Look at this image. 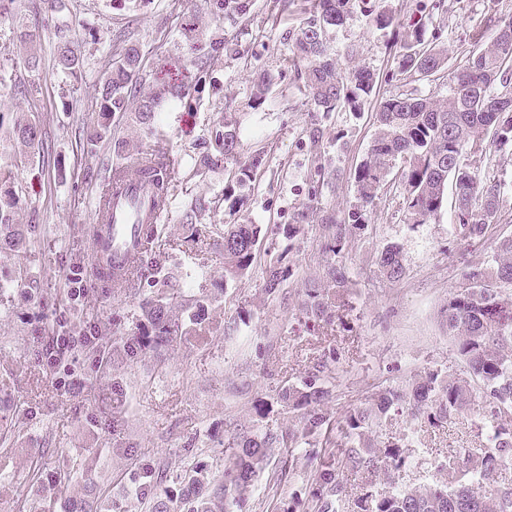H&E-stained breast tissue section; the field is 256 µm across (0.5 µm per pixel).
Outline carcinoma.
Segmentation results:
<instances>
[{
    "instance_id": "carcinoma-1",
    "label": "carcinoma",
    "mask_w": 512,
    "mask_h": 512,
    "mask_svg": "<svg viewBox=\"0 0 512 512\" xmlns=\"http://www.w3.org/2000/svg\"><path fill=\"white\" fill-rule=\"evenodd\" d=\"M216 18L239 19L249 13L251 0H208ZM350 0H317L314 14L292 36L294 55L304 65L303 93L315 112H332L347 106L358 112L374 89V74L358 68L349 75L338 74L336 62L325 42L329 27L343 24ZM65 0H50L41 24L61 31L68 27ZM15 37L23 46L20 65L27 72L39 69L41 56L36 34L26 24L16 26ZM185 38L195 54L194 70L185 73L164 65L148 70L144 55L131 32L115 38L112 62L95 84L94 98L100 120L87 141L94 146L107 140L113 154L122 160L141 162L145 182L153 193L152 208L166 214L172 197L174 163L164 151L166 135L156 114L179 103L188 102L194 93L211 81L210 62L202 53L197 29L186 30ZM478 31L474 49L462 68L449 74L448 97L443 99L390 96L380 101L375 117L377 131L366 156L354 172L361 202L350 215L348 225L325 217V230L340 243L362 226L363 212L391 181L401 176L406 202V217L411 224H423L440 212L447 184L454 185L456 224L450 234L460 240L484 236L488 227L501 219L500 189L480 176L488 160L487 147L512 148V16L499 21L489 42ZM55 70L75 76L83 60L69 43L59 42L53 53ZM447 50L424 44L418 28L407 33L398 55L401 74L430 76L445 67ZM151 90L141 96L137 106L131 99L146 83ZM15 97L34 98L38 85L15 77L11 84ZM131 113L132 123L157 140V147L144 151L140 142L112 134V115ZM9 135L24 148L43 143L37 123L22 115L11 120ZM241 141L231 125L218 121L211 140V151L201 163L224 162L237 165L242 181L262 163L256 153L239 163ZM16 198L11 189L0 190V248L27 249L29 239L16 227ZM259 224H231L224 228V287L246 275L255 261L254 247L261 234ZM376 263L390 281L406 274L401 247L388 243L378 253ZM285 280L283 269L273 264L266 271L265 288L272 293ZM349 280L345 272L329 266L326 282L304 292L303 311L308 321L318 326L328 323L337 308L346 302ZM174 295L162 291L142 301L136 317L137 333L123 338L120 355L130 362L148 352L160 353L181 335L205 341L216 331L197 313L189 322L168 314ZM445 322L466 376L442 377L429 372L412 385L411 394L382 389L375 393L371 406L344 416L332 425L324 411L334 378L336 351L279 395L283 406L300 411L294 441L310 447L317 464L310 477L306 498L296 502L294 512H512V486L494 487L497 469L512 462V238L498 245L494 264L482 258L470 261L458 289L448 298ZM409 402L426 415L429 425L437 426L464 411L478 406V427L484 441L477 448H458L448 455L440 469L441 482L401 488L390 486L381 492L366 491L346 499L344 472L359 471L374 476L398 472L406 462L405 450L427 447L424 430L413 428L395 441L374 443V429L388 419L392 408ZM281 447L279 436L271 431L239 435L232 439L233 452L225 459L224 479L211 483L207 474L193 466L186 470L181 504L153 498L151 512H232L246 498L252 481L267 459ZM164 472L147 468L138 493L147 496L164 484ZM215 485L213 495L207 494Z\"/></svg>"
}]
</instances>
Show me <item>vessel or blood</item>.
I'll return each mask as SVG.
<instances>
[{"instance_id":"1","label":"vessel or blood","mask_w":512,"mask_h":512,"mask_svg":"<svg viewBox=\"0 0 512 512\" xmlns=\"http://www.w3.org/2000/svg\"><path fill=\"white\" fill-rule=\"evenodd\" d=\"M146 203L144 186L134 179L118 196L112 197L107 218L97 219L92 265L98 273L99 288L111 289L113 276L124 274L142 254L141 211Z\"/></svg>"}]
</instances>
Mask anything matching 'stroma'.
Returning <instances> with one entry per match:
<instances>
[{"label": "stroma", "mask_w": 512, "mask_h": 512, "mask_svg": "<svg viewBox=\"0 0 512 512\" xmlns=\"http://www.w3.org/2000/svg\"><path fill=\"white\" fill-rule=\"evenodd\" d=\"M352 0L342 25L330 28L328 44L340 74L360 67L375 75V90L362 111L341 107L317 112L300 91L290 52V35L312 14L315 0H253L240 19L216 20L207 0H68L70 28L40 31L41 90L16 102L0 85V108L20 106L43 129L40 148L20 150L0 129V169L12 173L18 226L32 246L24 252L0 249V279L22 278L19 288L0 291V424L12 437L0 448V512H147L134 493L143 466L168 472L164 491L179 495L185 470L197 465L210 474L224 470V443L234 434L264 429L288 436L296 413L277 403L282 390L323 360L339 356L325 410L331 420L367 406L378 389L405 385L418 375L461 374L463 364L448 336L442 311L461 283L469 260H493L499 242L512 237V150L492 153L483 175L500 187L502 219L483 239L465 244L448 234L454 202L445 199L437 216L413 225L406 219L403 189L387 186L367 208L366 227L328 251L323 216L345 224L358 205L353 173L375 135V113L391 95L445 97L448 74L464 64L472 35L492 38L499 17L512 13V0ZM45 0H0V65L22 56L13 36L17 24H31ZM385 10L396 25H369ZM195 23L205 38L228 35L233 49L211 50L215 84L159 117L175 163V195L151 246L176 276L180 292L203 302V312L221 323L207 345L177 340L160 354L129 363L101 364L115 338L133 333L140 301L155 292L152 277L119 293L94 288L87 275L96 199L113 161L112 147L88 151L83 131L96 121L94 85L112 57L116 31H134L148 67L168 62L190 66L181 35ZM425 44L448 51L444 71L429 77L401 75L397 46L410 25ZM71 41L84 62L77 84H65L53 67V48ZM270 82L262 102L253 98L258 73ZM237 128L243 155L262 151L264 160L240 182L217 167L192 177L194 158L210 148L217 118ZM204 202L198 225L183 223L192 200ZM315 213L294 238L281 234L298 211ZM228 224H259L253 269L232 285L224 283L221 246ZM389 242L398 243L407 268L392 282L375 260ZM281 260L291 276L268 294L262 274ZM344 267L352 308L333 323L315 327L301 310L306 287L323 282L329 264ZM57 336H93L96 351L50 365ZM120 381L121 434L100 429V411ZM271 403L256 418V401ZM430 447L413 449V463L400 470L399 486L435 481L448 448H473L481 441L476 417L447 422L431 431ZM79 465L69 486L60 471ZM313 463L304 446L274 452L253 481L241 512H282L303 493ZM38 481H31V471Z\"/></svg>", "instance_id": "obj_1"}]
</instances>
